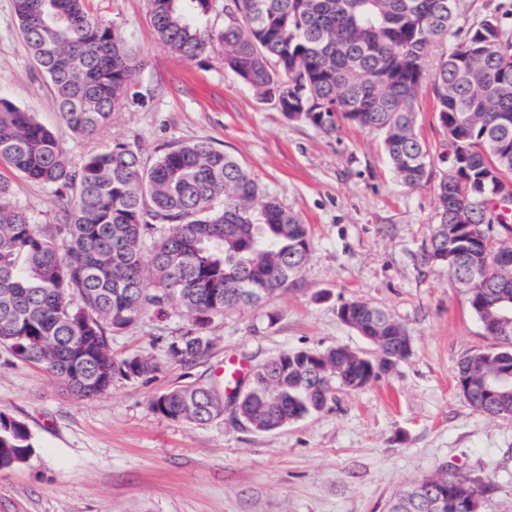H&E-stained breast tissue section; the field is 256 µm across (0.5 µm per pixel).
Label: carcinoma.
I'll list each match as a JSON object with an SVG mask.
<instances>
[{
	"label": "carcinoma",
	"instance_id": "obj_1",
	"mask_svg": "<svg viewBox=\"0 0 512 512\" xmlns=\"http://www.w3.org/2000/svg\"><path fill=\"white\" fill-rule=\"evenodd\" d=\"M456 0H230L224 29L200 32L214 0H149L158 41L186 60L218 44L224 69L275 102L290 121L332 134L343 123L377 132L391 168L409 188L428 183L434 158L416 133L422 82L453 150L434 185L438 210L420 253L448 268L495 343L460 359L464 400L512 417V385L485 390L494 371H512V225L489 203L486 169L512 174V28L495 15L462 30ZM33 60L51 82L62 121L92 139L127 101L140 61L85 0H14ZM461 37L435 55L448 37ZM0 159L52 189L57 223L37 224L0 182V348L35 364L80 398L118 380L150 378L170 362L207 354L209 325L224 312L259 306L295 279L311 252L309 226L262 191L232 155L203 140L177 142L151 165L125 143L71 165L36 117L0 97ZM182 312L187 324L162 355H112V335L150 313ZM340 320L372 343L380 364L347 347L285 350L250 371L242 414L260 427L323 410L336 390H355L411 355L403 326L363 301ZM377 371H372V365ZM171 420L202 425L224 416L223 387L182 386L150 403ZM33 453L27 425L0 412V469ZM415 482L388 512H472L491 490L453 474ZM440 499L443 507H432Z\"/></svg>",
	"mask_w": 512,
	"mask_h": 512
}]
</instances>
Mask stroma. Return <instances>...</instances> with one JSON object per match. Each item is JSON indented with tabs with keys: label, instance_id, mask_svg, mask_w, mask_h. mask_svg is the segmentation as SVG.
Here are the masks:
<instances>
[{
	"label": "stroma",
	"instance_id": "stroma-1",
	"mask_svg": "<svg viewBox=\"0 0 512 512\" xmlns=\"http://www.w3.org/2000/svg\"><path fill=\"white\" fill-rule=\"evenodd\" d=\"M88 5L141 60L111 125L81 140L62 122L13 0H0V96L34 113L75 164L118 142L150 162L176 142L208 141L310 225L313 247L288 288L209 326L204 358L149 379L78 398L0 351V411L26 423L34 442L25 464L0 471V512H386L397 490L442 468L493 484L481 512H512V418L472 408L455 378L457 362L491 340L447 268L417 261L435 222L432 185L405 187L376 134L347 124L327 134L288 120L225 71L220 46L193 60L171 52L154 36L148 0ZM416 112L440 177L450 158L431 84ZM0 180L37 223H55L51 189L2 160ZM350 300L386 309L406 328L412 355L365 387L337 391L322 412L255 433L228 415L194 426L151 410L173 387L222 381L230 358L251 368L286 349L342 345L372 354L337 316ZM184 323L172 313L148 315L113 337L112 352L161 355Z\"/></svg>",
	"mask_w": 512,
	"mask_h": 512
}]
</instances>
